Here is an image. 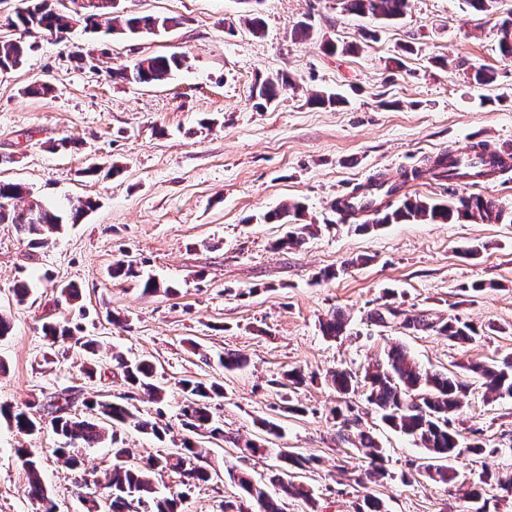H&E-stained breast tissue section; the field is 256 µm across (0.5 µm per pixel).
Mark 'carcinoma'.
I'll return each instance as SVG.
<instances>
[{"mask_svg": "<svg viewBox=\"0 0 512 512\" xmlns=\"http://www.w3.org/2000/svg\"><path fill=\"white\" fill-rule=\"evenodd\" d=\"M26 7L7 18L9 24L25 33H69L72 26L80 23L84 28L105 29L108 34H137L140 32H165L181 24L180 18L162 15L126 14L116 0H95L90 16L73 17L68 10H60L48 0H25ZM341 9L349 14L369 15L382 21H396L402 18L408 0H340ZM33 45L24 40L3 41L0 43V72L14 70L23 65ZM184 57L171 55H149L138 59L133 65H121L112 69V77L133 84L161 85L171 79L173 73L182 68ZM292 85L286 75H278L263 80L255 87L260 105L273 103L280 94ZM470 154L481 157L477 166L461 161L460 154L454 151L441 153L423 161L419 168L403 175L402 181H390L383 177L357 185L342 199L335 202V210L342 219L357 220L367 213L372 221L355 225V230L368 231L383 224L418 222L446 224L460 218L479 219L497 224L504 218V210L495 201L480 195H462L448 202L421 199L401 193L406 183L424 175L435 180H473L488 177L496 170L505 167L506 161L496 154H485V147L473 144ZM401 196L398 201L393 197ZM8 201V207H0V224H13L28 238V245L39 248L45 244V235L62 230L64 218L47 209L35 199L21 183L0 181V200ZM303 211L299 202L285 204L267 214L265 221L277 224H291ZM310 225L297 224L294 231L278 242L281 248L300 246L305 235L310 233ZM112 278L115 280L139 282L142 292L169 294L173 289L148 278L140 279L137 263L132 259L120 258L112 263ZM375 322L386 325L398 323L402 327L421 332H429L452 343H467L475 340L477 330L457 316L432 317L424 312L408 314L405 311L383 304L373 312ZM346 327L345 316L335 313L322 321L323 334L335 339L342 335ZM79 327L60 326L54 323L43 325L46 338L56 343L74 337ZM117 366L122 370L125 383L131 393H139L151 402L164 400L165 389L154 381L155 368L146 360L133 364L117 356ZM464 373L429 372L422 370L410 359L404 347H391L385 356L364 369L363 382L368 388L367 402L381 415L390 428L412 437L426 450L420 465L421 472L436 482L446 483L456 478V470L450 462L465 452L476 456L485 451L482 444L475 443L461 447V434L456 430L455 417L462 411V397L476 383L484 389V395L493 399L509 396L512 398V358L499 364L470 362L461 366ZM330 382L340 394L355 388L356 381L347 370L330 372ZM184 396L181 408L182 425L190 433L206 435L213 439L224 438V429L212 424L211 402L224 396V388L215 382L197 378H183L178 381ZM56 410L51 419L53 432L63 440L61 447L54 452L65 460L72 470L82 468L83 458L79 448H92L105 441L114 444L112 448L115 463L105 481L99 483L98 499L92 501L91 512L100 508L99 499L109 500L107 512H131L133 503L144 501L153 506L151 512H177L180 497L164 499L157 497L155 480L163 472L173 471L183 476L185 486H199L217 477L210 465L200 463L207 449L191 439H183L181 448L166 454L158 453L146 461H128L130 453L118 446L117 429L132 427L162 442L166 429L150 419L140 416V411L124 400L90 401L87 416H73L67 412L66 403ZM33 405L26 409H16L10 404H0V416L7 419L18 432L29 435L42 429V419L32 413ZM333 418L340 420L341 430L346 432L344 440L355 437L360 447L369 449L372 471L370 476L378 481L389 476L382 465L381 451L369 435L359 429L360 416L352 413L351 407H336L331 410ZM23 459L28 476V494L42 502L43 512H55V505L43 485L38 460L25 448L16 449ZM283 465L271 483L279 487L285 497L310 499L309 490L299 481L303 471L310 468L312 459L297 452L279 453ZM227 476L240 489L235 500L224 502V512H283L279 499L270 495L265 485L253 480L244 472L227 469ZM467 489L464 498L474 502L482 499L490 477L485 472L471 473L465 480Z\"/></svg>", "mask_w": 512, "mask_h": 512, "instance_id": "carcinoma-1", "label": "carcinoma"}]
</instances>
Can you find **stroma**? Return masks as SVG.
<instances>
[{
  "mask_svg": "<svg viewBox=\"0 0 512 512\" xmlns=\"http://www.w3.org/2000/svg\"><path fill=\"white\" fill-rule=\"evenodd\" d=\"M133 13L176 16L179 27L126 38L80 27L56 42L35 35L23 65L0 73V180L26 185L33 197L59 212L77 200L97 202L80 223L66 225L33 249L14 225L0 224V314L11 333L0 338V403L38 404L43 429L18 433L0 417V512H42L27 492L26 470L16 455L27 448L39 459L58 512H87L96 480L112 469V445L82 451L83 483L55 449L51 405L72 394L70 411L91 400L124 396L127 386L112 360L147 358L166 390L162 404L137 397L143 417L168 429L164 445L179 446L187 432L177 382L187 376L223 385L212 405L224 438L209 461L269 479L276 457L241 459L237 441L260 437L261 420L280 425L274 447L313 458L306 474L311 500L288 499L285 512H354L364 492L385 512H474L460 484L436 483L416 467L424 451L385 425L356 385L341 396L327 384L330 370L363 373L390 346H403L423 369L454 370L468 361L498 363L512 356V221L484 224H387L354 231L333 208L352 187L376 175L390 180L424 158L483 143L512 145V56L503 55L500 23L512 0L493 14L476 13L464 0H409L402 19L389 24L342 12L338 0H261L264 22L253 34L242 18L243 0H122ZM308 22L307 40L292 31ZM331 40L356 45L331 55ZM178 53L183 68L166 84L136 85L112 70L152 54ZM486 67L496 74L480 88L469 76ZM291 75L295 85L271 106L255 105L256 82ZM46 82L51 93L25 95ZM335 93L341 105L313 104ZM209 127H200V120ZM69 147H61V140ZM102 172L84 176L89 164ZM123 172L111 176V166ZM409 195L447 200L480 195L512 212V169L493 181L462 184L422 177ZM295 201L302 221L317 225L302 247L276 249L289 231L268 224V211ZM137 260L143 274L175 287L172 295L143 294L134 283L112 279L115 260ZM340 274L318 280L320 271ZM27 281V302L13 298ZM74 283L81 299L59 302ZM392 302L410 313L455 315L481 337L455 345L430 333L371 315ZM342 312L349 323L329 339L321 319ZM54 319L81 325L98 342L88 354L73 339L51 342L42 326ZM246 355L243 369L227 371L213 356ZM301 371L298 389L277 387L283 372ZM304 407L302 415L286 402ZM353 406L379 444L391 473L369 480L364 449L341 439L332 408ZM477 437L485 454L454 462L462 474L488 470L512 476V398L487 400L470 390L457 423ZM160 492L182 493L181 512H224L237 496L231 481L182 487L163 473Z\"/></svg>",
  "mask_w": 512,
  "mask_h": 512,
  "instance_id": "1",
  "label": "stroma"
}]
</instances>
